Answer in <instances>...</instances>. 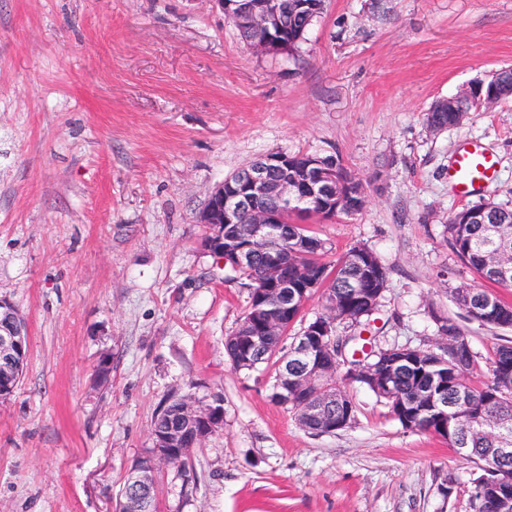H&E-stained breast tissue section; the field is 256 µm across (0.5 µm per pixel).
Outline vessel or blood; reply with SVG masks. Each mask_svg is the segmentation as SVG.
<instances>
[{
	"mask_svg": "<svg viewBox=\"0 0 512 512\" xmlns=\"http://www.w3.org/2000/svg\"><path fill=\"white\" fill-rule=\"evenodd\" d=\"M498 173L497 157L481 143L471 141L453 155L448 165V183L457 199L466 200L487 192Z\"/></svg>",
	"mask_w": 512,
	"mask_h": 512,
	"instance_id": "obj_1",
	"label": "vessel or blood"
}]
</instances>
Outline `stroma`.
I'll return each mask as SVG.
<instances>
[{"label": "stroma", "instance_id": "obj_1", "mask_svg": "<svg viewBox=\"0 0 512 512\" xmlns=\"http://www.w3.org/2000/svg\"><path fill=\"white\" fill-rule=\"evenodd\" d=\"M510 65L512 0H326L279 55L253 52L212 0H0V297L30 336L0 402V512H113L173 395L219 397L224 426L186 472L159 467L157 512H471L474 463L372 393L348 385L356 422L315 435L272 401L273 365H231L250 290L203 249L198 217L266 153L341 158L364 209L303 227L324 263L364 245L388 270L369 335L433 347L453 319L473 383L490 381L512 329L469 319L453 290L512 304V288L453 252L448 163L481 142L499 176L472 203L512 208V99L439 133L425 114Z\"/></svg>", "mask_w": 512, "mask_h": 512}]
</instances>
